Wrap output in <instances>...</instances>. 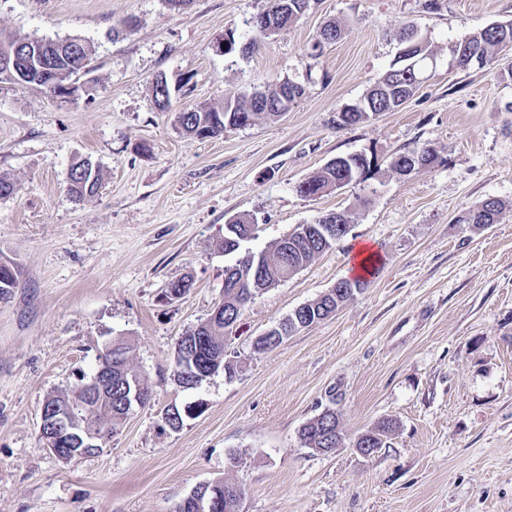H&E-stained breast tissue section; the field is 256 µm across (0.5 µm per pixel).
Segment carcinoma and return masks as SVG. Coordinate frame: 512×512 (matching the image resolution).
Here are the masks:
<instances>
[{"mask_svg":"<svg viewBox=\"0 0 512 512\" xmlns=\"http://www.w3.org/2000/svg\"><path fill=\"white\" fill-rule=\"evenodd\" d=\"M310 0H266V7L251 21L253 34L247 40V52L255 51L262 41L279 33L288 24L294 22L308 8ZM42 55L44 61L51 63L66 77H82L90 71L92 54L89 47L79 38H66L62 40L45 39ZM512 49V23L507 28L498 30L485 26L464 40L455 43L450 48L456 66L466 69L475 65L474 59L481 60L482 65L493 62L504 49ZM429 53L425 44L417 48L416 56L410 59L412 67L402 65L390 69L377 81L361 99V106L348 105L343 111L350 113L349 118L340 119L342 125H354L367 120L369 117L381 112H393L409 99L419 85L423 70L420 69L418 57ZM288 88L289 99L300 98L304 88L290 81H275L265 84L248 94L235 100H227L220 109L207 111L185 110L178 113L180 128L200 138L215 137L224 133V127H246L262 117H275L280 115V96L277 86ZM437 152L435 148L427 145L417 146L407 152L399 154L405 159L415 156L423 160L424 164L433 162ZM361 155L351 154L340 166L332 163L325 165L320 172L305 181L307 189L300 190L304 195H321L336 188V182L341 181L348 185L358 180L370 171L371 165L360 164ZM101 187L100 169L88 159H80L71 164L68 177V191L78 201L92 197ZM502 210L499 200L487 198L475 208L464 214L463 222L483 226L494 224ZM336 225V213L331 212L323 216V221L311 225L308 234L302 236L291 233L290 245L283 246L277 242L269 251L252 254V258L237 259L236 262L224 268V300L222 317L216 321L209 319L203 321V328L187 332L192 336L197 334L206 337V345L202 348L204 359L208 361L225 362L228 358L225 350L224 322H236L243 310L252 300L253 289H268L297 274L316 256L330 249L336 241L347 235L342 232L338 236L327 235L328 226ZM255 226L247 219H241L226 229L222 247L227 254L240 250L244 241L251 239ZM6 269L0 265V301L10 297L13 289L18 286L19 271L14 275H4ZM339 284L346 286L345 298L352 299L367 285L364 277H346L339 280ZM336 300L325 297L308 303L306 309L299 313V318L308 321V325L316 324L336 312ZM78 414L91 425L100 429L108 428V434L117 433L127 412L122 408L120 399H112V408L99 407L86 410L78 407ZM393 431V424L387 420L377 427L358 436L356 446L361 443L374 441V447L382 448L386 439ZM300 437L309 448H322L330 451L339 446L342 441V428L336 411L326 409L310 419L300 431ZM224 496V512H237L238 500L244 496V489L235 482L226 480L219 483Z\"/></svg>","mask_w":512,"mask_h":512,"instance_id":"obj_1","label":"carcinoma"}]
</instances>
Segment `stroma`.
I'll use <instances>...</instances> for the list:
<instances>
[{"label":"stroma","instance_id":"1","mask_svg":"<svg viewBox=\"0 0 512 512\" xmlns=\"http://www.w3.org/2000/svg\"><path fill=\"white\" fill-rule=\"evenodd\" d=\"M438 2L313 0L243 56L224 53V38L246 39L265 0L179 12L166 0H0V30L78 37L93 58L70 102L0 84V176L15 186L0 196V261L20 273L0 302V512H176L199 484L228 478L245 489L241 512H512V53L463 70L449 52L512 22V0ZM330 21L340 39L317 45ZM409 22L435 69L398 110L340 125L397 62ZM272 80L305 89L282 116L204 139L176 121ZM423 144L438 152L430 165L390 168ZM359 152L375 160L363 179L299 193ZM78 158L102 172L80 202L67 190ZM489 197L503 205L497 223H459ZM336 211L348 234L246 306L226 341L236 376L177 386L178 338L224 298L229 219L256 216L259 252ZM362 243L381 258L364 291L255 352L256 337L345 277ZM183 277L191 290L168 299ZM117 337L151 398L98 453L59 459L39 440L41 406L91 376ZM199 399L203 413L166 425L168 406ZM327 408L345 439L323 454L300 430ZM385 419L396 423L386 446L361 455L356 437Z\"/></svg>","mask_w":512,"mask_h":512}]
</instances>
